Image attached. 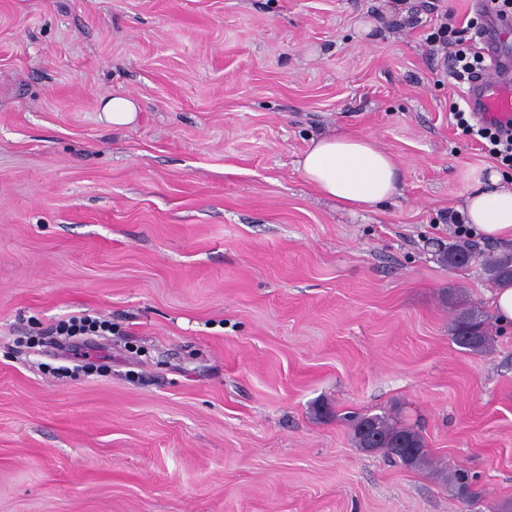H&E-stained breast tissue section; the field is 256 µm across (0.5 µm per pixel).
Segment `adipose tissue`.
Here are the masks:
<instances>
[{"label":"adipose tissue","mask_w":512,"mask_h":512,"mask_svg":"<svg viewBox=\"0 0 512 512\" xmlns=\"http://www.w3.org/2000/svg\"><path fill=\"white\" fill-rule=\"evenodd\" d=\"M298 167L322 195L346 206L372 207L394 196L399 169L393 157L367 136L331 135L311 142ZM463 223L483 237L512 243V183L500 172L466 197Z\"/></svg>","instance_id":"ef3b65f1"}]
</instances>
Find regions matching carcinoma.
Listing matches in <instances>:
<instances>
[{"label": "carcinoma", "mask_w": 512, "mask_h": 512, "mask_svg": "<svg viewBox=\"0 0 512 512\" xmlns=\"http://www.w3.org/2000/svg\"><path fill=\"white\" fill-rule=\"evenodd\" d=\"M440 261L450 268L479 263L491 283L512 281V253L474 251L466 245L451 244L439 251ZM453 341L473 353H483L492 345L488 320L483 310L470 302L458 306L452 324ZM352 440L362 451H382L399 459L406 467L423 469L430 465L429 450L423 435L413 427L395 423L386 416L353 413L344 417ZM448 490L462 504L481 496L465 475L444 476Z\"/></svg>", "instance_id": "obj_1"}]
</instances>
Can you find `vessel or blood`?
<instances>
[{
  "instance_id": "b4317fda",
  "label": "vessel or blood",
  "mask_w": 512,
  "mask_h": 512,
  "mask_svg": "<svg viewBox=\"0 0 512 512\" xmlns=\"http://www.w3.org/2000/svg\"><path fill=\"white\" fill-rule=\"evenodd\" d=\"M512 31V16L498 19L480 38L484 56L492 64V73L476 79L468 92L473 111L485 120L506 122L512 119V60L500 51V39Z\"/></svg>"
}]
</instances>
